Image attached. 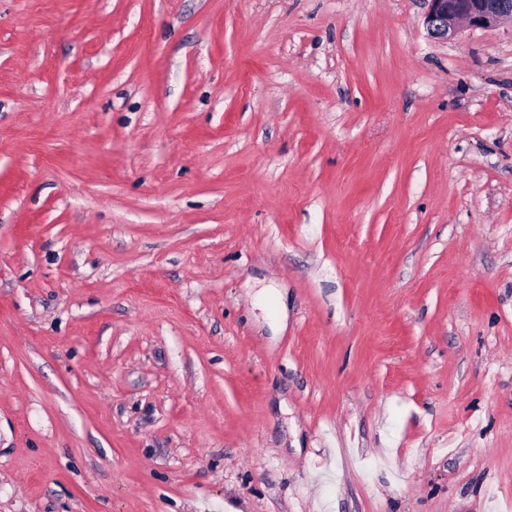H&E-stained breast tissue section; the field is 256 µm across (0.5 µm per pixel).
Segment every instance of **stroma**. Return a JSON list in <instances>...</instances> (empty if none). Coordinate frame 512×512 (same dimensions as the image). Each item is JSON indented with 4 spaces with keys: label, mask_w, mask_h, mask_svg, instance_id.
<instances>
[{
    "label": "stroma",
    "mask_w": 512,
    "mask_h": 512,
    "mask_svg": "<svg viewBox=\"0 0 512 512\" xmlns=\"http://www.w3.org/2000/svg\"><path fill=\"white\" fill-rule=\"evenodd\" d=\"M425 11L0 0V512H512V26Z\"/></svg>",
    "instance_id": "35a3bbf8"
}]
</instances>
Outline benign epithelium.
<instances>
[{
    "label": "benign epithelium",
    "instance_id": "1",
    "mask_svg": "<svg viewBox=\"0 0 512 512\" xmlns=\"http://www.w3.org/2000/svg\"><path fill=\"white\" fill-rule=\"evenodd\" d=\"M424 26L427 35L438 41L453 39L459 23L486 29L512 21V0H426Z\"/></svg>",
    "mask_w": 512,
    "mask_h": 512
}]
</instances>
